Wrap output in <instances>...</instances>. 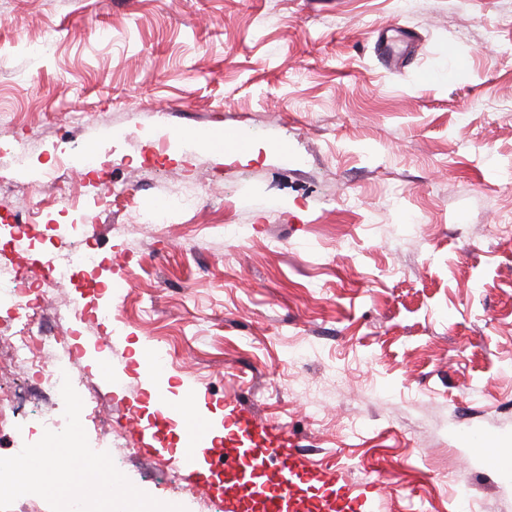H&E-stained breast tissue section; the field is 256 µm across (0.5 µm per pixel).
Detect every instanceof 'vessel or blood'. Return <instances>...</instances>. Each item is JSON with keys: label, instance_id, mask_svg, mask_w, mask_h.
Wrapping results in <instances>:
<instances>
[{"label": "vessel or blood", "instance_id": "b4317fda", "mask_svg": "<svg viewBox=\"0 0 512 512\" xmlns=\"http://www.w3.org/2000/svg\"><path fill=\"white\" fill-rule=\"evenodd\" d=\"M237 427L225 439L224 512H362L364 493L340 473L306 469L276 424L234 409L228 415ZM210 428L201 425L188 436L179 466L188 479L197 475L195 462Z\"/></svg>", "mask_w": 512, "mask_h": 512}]
</instances>
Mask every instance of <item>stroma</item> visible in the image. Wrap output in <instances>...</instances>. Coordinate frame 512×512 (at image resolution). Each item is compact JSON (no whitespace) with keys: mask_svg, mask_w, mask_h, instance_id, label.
<instances>
[{"mask_svg":"<svg viewBox=\"0 0 512 512\" xmlns=\"http://www.w3.org/2000/svg\"><path fill=\"white\" fill-rule=\"evenodd\" d=\"M393 27L417 38L397 69L376 46ZM452 54L446 84L422 81ZM189 128L253 152L176 150L169 133ZM73 144L107 157L109 202L85 200ZM1 176L5 220L27 236L1 264L29 268L48 225L73 222L124 287L108 372L86 357L104 333L90 294L37 295L36 327L93 384L92 429L0 335V392L29 394L0 428V464L55 446L50 415L74 423L81 489L114 469L129 512H223L177 446L236 404L283 425L311 467L366 485V512H512V470L469 446L512 447V237L495 230L512 214V0H0ZM188 190L193 210L124 235ZM66 307L84 320L57 321ZM158 346L180 427L161 453L140 359Z\"/></svg>","mask_w":512,"mask_h":512,"instance_id":"35a3bbf8","label":"stroma"}]
</instances>
